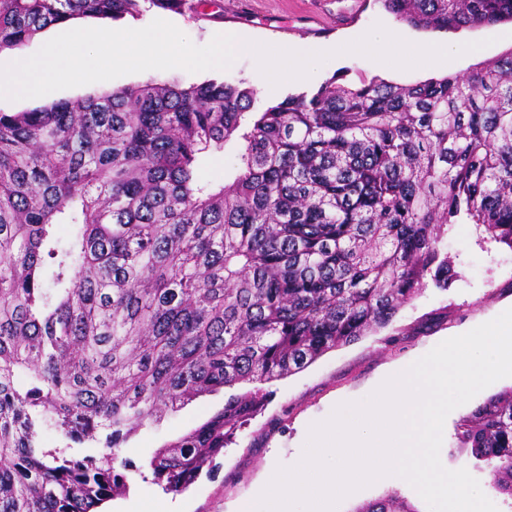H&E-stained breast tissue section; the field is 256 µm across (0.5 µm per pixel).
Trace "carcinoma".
I'll return each instance as SVG.
<instances>
[{
  "label": "carcinoma",
  "mask_w": 512,
  "mask_h": 512,
  "mask_svg": "<svg viewBox=\"0 0 512 512\" xmlns=\"http://www.w3.org/2000/svg\"><path fill=\"white\" fill-rule=\"evenodd\" d=\"M379 2L419 29L512 21V0ZM147 3L199 6L0 0V52ZM256 98L150 81L0 112V512H91L126 493L132 437L252 385L152 453L154 483L186 491L259 411L260 385L450 288L448 225L512 250V51L465 77L332 81L261 112ZM228 149L233 179H204ZM48 431L60 446H42ZM455 438L512 501V388ZM355 512L417 510L393 493Z\"/></svg>",
  "instance_id": "obj_1"
}]
</instances>
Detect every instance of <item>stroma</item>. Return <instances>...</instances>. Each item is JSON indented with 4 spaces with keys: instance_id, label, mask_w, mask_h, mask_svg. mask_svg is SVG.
<instances>
[{
    "instance_id": "obj_1",
    "label": "stroma",
    "mask_w": 512,
    "mask_h": 512,
    "mask_svg": "<svg viewBox=\"0 0 512 512\" xmlns=\"http://www.w3.org/2000/svg\"><path fill=\"white\" fill-rule=\"evenodd\" d=\"M157 18L177 25L198 46L207 45L215 35L236 31L260 43L300 51L316 42L335 41L337 36L348 32L370 30L378 23L398 30L409 41L428 35L427 30L397 21L379 0H208L207 6L196 14L151 7L141 16L123 18L122 24L140 29ZM459 37L468 42H482L483 47L456 66L433 73L422 67L397 69L372 62L361 54H346L337 67H318L304 87L284 83L274 89H262L258 86L256 59L247 54L239 56L226 70L196 73L182 69L147 70L36 98L0 99V111L25 112L150 80L176 81L185 86L206 81L241 82L258 87L257 106L263 109L299 91H316L330 81L350 86L363 78L380 77L410 85L433 76H463L476 64L512 50V23L463 29ZM444 249L460 274L448 290L427 289L404 305L388 327L328 351L298 373L265 384L267 401L263 409L237 431L223 453L202 470L185 492L167 493L154 484L147 468L149 457L164 443L206 422L230 396L245 393V386L227 387L200 397L169 417L160 429L144 430L130 439L122 450L123 458L131 465L127 472L128 490L114 499V507L119 512H146L147 508L161 503L167 512H235L241 500L252 497L264 484L270 464L291 467L300 461L307 442V428L326 420L337 405L365 399L391 369L416 361L442 341L512 309V250L479 242L472 224L449 226ZM509 387L512 377L500 379L449 413L440 450V460L446 469L463 468L478 481H485V472L476 469L467 453L456 449V426L488 396ZM392 492L405 497L416 512H428L425 501L408 484L366 486L357 494L345 497L337 512H355L360 505Z\"/></svg>"
}]
</instances>
